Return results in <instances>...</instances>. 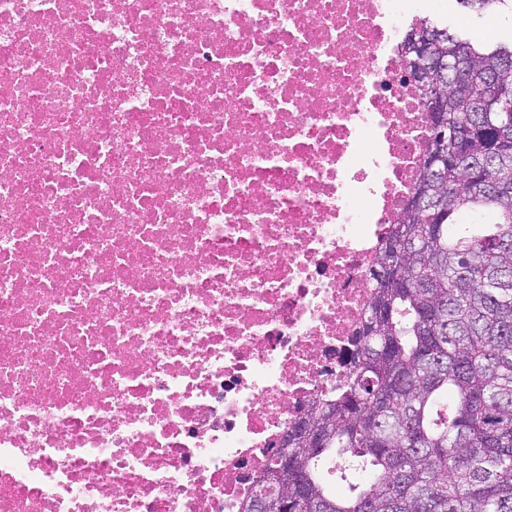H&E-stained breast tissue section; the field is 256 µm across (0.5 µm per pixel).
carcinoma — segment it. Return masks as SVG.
<instances>
[{
	"label": "carcinoma",
	"instance_id": "carcinoma-1",
	"mask_svg": "<svg viewBox=\"0 0 512 512\" xmlns=\"http://www.w3.org/2000/svg\"><path fill=\"white\" fill-rule=\"evenodd\" d=\"M418 32L450 51L431 90L466 147L430 183L441 208H405L378 249L367 310L385 316L308 412L320 440L288 459V512H512V144L489 146L512 120V46Z\"/></svg>",
	"mask_w": 512,
	"mask_h": 512
}]
</instances>
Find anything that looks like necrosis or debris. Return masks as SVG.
I'll list each match as a JSON object with an SVG mask.
<instances>
[{"label":"necrosis or debris","mask_w":512,"mask_h":512,"mask_svg":"<svg viewBox=\"0 0 512 512\" xmlns=\"http://www.w3.org/2000/svg\"><path fill=\"white\" fill-rule=\"evenodd\" d=\"M416 2L0 0V512H239L430 149Z\"/></svg>","instance_id":"obj_1"}]
</instances>
